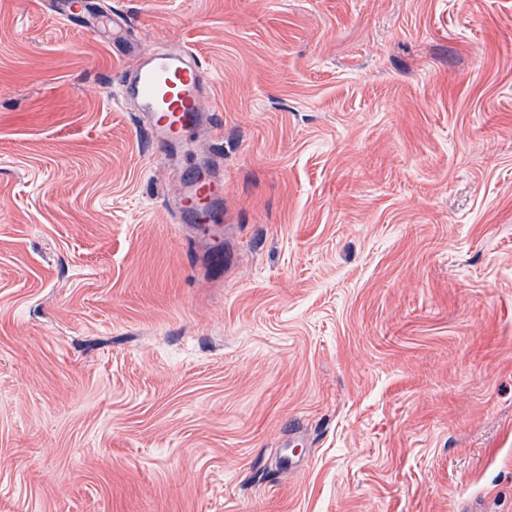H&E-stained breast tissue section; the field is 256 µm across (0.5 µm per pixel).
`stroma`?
Wrapping results in <instances>:
<instances>
[{
  "label": "stroma",
  "mask_w": 512,
  "mask_h": 512,
  "mask_svg": "<svg viewBox=\"0 0 512 512\" xmlns=\"http://www.w3.org/2000/svg\"><path fill=\"white\" fill-rule=\"evenodd\" d=\"M83 2L0 0V512H512V0ZM175 44L223 138L164 166ZM209 80L201 63L178 48L145 58L130 70L126 96L150 124L161 162L185 130L212 126L213 110L203 91ZM211 167L191 169L174 197L179 224H224V173L221 163L210 154Z\"/></svg>",
  "instance_id": "stroma-1"
}]
</instances>
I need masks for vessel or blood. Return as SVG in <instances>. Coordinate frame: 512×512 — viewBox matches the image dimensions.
I'll return each mask as SVG.
<instances>
[{"label":"vessel or blood","mask_w":512,"mask_h":512,"mask_svg":"<svg viewBox=\"0 0 512 512\" xmlns=\"http://www.w3.org/2000/svg\"><path fill=\"white\" fill-rule=\"evenodd\" d=\"M68 22L94 24L120 38L122 24L114 16H83L74 0H54ZM209 76L201 63L177 48L142 60L126 78L127 98L151 126L159 152L179 139L188 128L211 124L212 108L203 88ZM175 212L182 224H220L224 221V173L220 162L192 168L179 185Z\"/></svg>","instance_id":"1"}]
</instances>
